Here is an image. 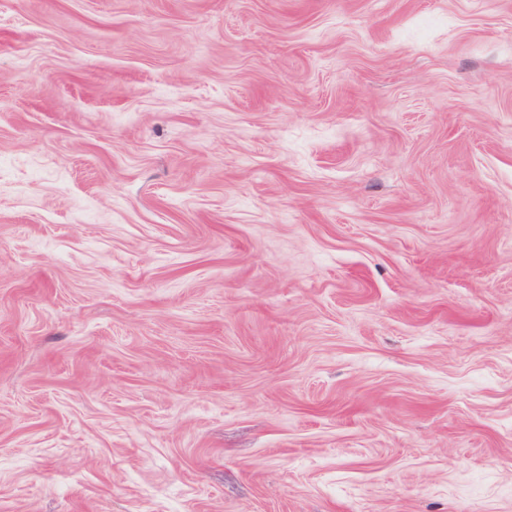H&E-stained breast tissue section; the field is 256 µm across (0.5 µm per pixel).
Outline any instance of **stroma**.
Instances as JSON below:
<instances>
[{
    "mask_svg": "<svg viewBox=\"0 0 512 512\" xmlns=\"http://www.w3.org/2000/svg\"><path fill=\"white\" fill-rule=\"evenodd\" d=\"M0 512H512V0H0Z\"/></svg>",
    "mask_w": 512,
    "mask_h": 512,
    "instance_id": "1",
    "label": "stroma"
}]
</instances>
